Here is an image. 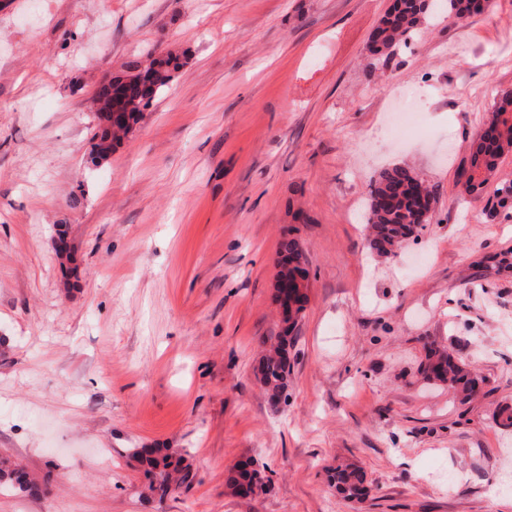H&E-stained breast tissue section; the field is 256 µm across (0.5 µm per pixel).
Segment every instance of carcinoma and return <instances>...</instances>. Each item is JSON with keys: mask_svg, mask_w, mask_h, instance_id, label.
Listing matches in <instances>:
<instances>
[{"mask_svg": "<svg viewBox=\"0 0 512 512\" xmlns=\"http://www.w3.org/2000/svg\"><path fill=\"white\" fill-rule=\"evenodd\" d=\"M431 10L453 20H462L481 13L483 8L477 5V0H430L427 6L421 0H392L372 37V54L387 60L408 47ZM170 65L169 58L155 59L145 67L134 62L127 68L129 82L123 85L121 80H116L118 91L122 92V105L131 123L138 122L159 91L168 84L171 79ZM485 124L493 131V139L488 141L480 135L473 141L468 164L464 169V190L477 196L494 175L500 159L512 152V92L505 91L496 96L494 109L488 113ZM127 134L126 130L121 133L106 131L100 141L94 144V148L106 159ZM413 175L415 171L411 168L394 166L383 171L370 188L367 198L368 245L370 251L380 258L394 257L398 249L411 239V225L421 196L434 197L429 187L423 188L414 181ZM511 207L512 183H509L497 188L491 200L489 215L494 216L499 210ZM485 269L497 275L512 271V258L506 254L493 256L486 261ZM298 321L297 317L288 319L290 325L281 328L275 342L265 349L260 361L263 368L258 382L271 402L288 390V349L295 343L294 332ZM422 375L426 381L448 388L462 404L470 401L481 382V378L472 369L441 347L428 350ZM130 458L151 475L148 491L160 501L192 481L190 465L180 454L170 453L163 448H152L145 456L141 449L133 448ZM329 479L336 492L346 500H359L368 493L363 473L352 465L336 468ZM0 486L18 493H31L38 489V483L27 472L10 459L2 457ZM230 486L243 496L267 491L261 472L249 460L237 464Z\"/></svg>", "mask_w": 512, "mask_h": 512, "instance_id": "1", "label": "carcinoma"}]
</instances>
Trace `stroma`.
I'll list each match as a JSON object with an SVG mask.
<instances>
[{
  "mask_svg": "<svg viewBox=\"0 0 512 512\" xmlns=\"http://www.w3.org/2000/svg\"><path fill=\"white\" fill-rule=\"evenodd\" d=\"M392 0H0V457L39 494L0 512H512V220L461 172L512 90V0L429 13L376 65ZM174 57L171 81L103 162L92 95L128 64ZM420 113L400 140L393 99ZM435 191L431 224L374 259L365 204L384 169ZM65 232L72 260L54 240ZM311 269L288 401L256 381L280 318L281 243ZM437 344L481 377L459 404L421 375ZM183 454L165 500L128 451ZM253 459L266 493L227 479ZM360 468L361 501L331 469Z\"/></svg>",
  "mask_w": 512,
  "mask_h": 512,
  "instance_id": "obj_1",
  "label": "stroma"
}]
</instances>
